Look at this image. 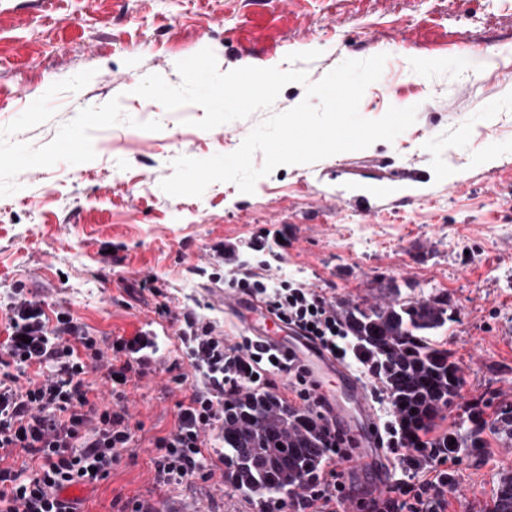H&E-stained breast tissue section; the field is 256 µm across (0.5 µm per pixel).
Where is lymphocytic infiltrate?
I'll return each instance as SVG.
<instances>
[{"label":"lymphocytic infiltrate","instance_id":"obj_1","mask_svg":"<svg viewBox=\"0 0 512 512\" xmlns=\"http://www.w3.org/2000/svg\"><path fill=\"white\" fill-rule=\"evenodd\" d=\"M234 253V247L214 245L211 280L262 298L288 328L336 353L339 362L359 367L375 403L390 405L388 389L362 357L334 298L301 279H271L266 261L225 266V258ZM145 285L160 300L157 314L174 327L177 349L193 380L190 393L176 403L172 429L153 442L157 483L215 479L217 464L205 450L210 431L224 421L228 396L262 394L281 385L300 410L321 417L303 365L286 355L267 356L253 337L224 335L196 309L170 307L163 300L164 289L153 280ZM6 314L10 333L0 342V455L19 450L33 466L27 473L0 466V512H83L80 499H66L62 493L108 479L129 451L136 426L126 407L127 387L156 371L161 352L146 351L139 332L100 338L66 314L49 317L43 302L26 297L20 288ZM92 373L108 386V398L92 395L86 382ZM323 428L331 464L301 488L295 512H334L337 502L355 495L341 472L353 462V453L334 424ZM439 438L432 427L417 436L418 446L428 451L432 477L413 476L394 492L369 498L367 512H446L450 458L438 448Z\"/></svg>","mask_w":512,"mask_h":512}]
</instances>
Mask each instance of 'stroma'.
I'll use <instances>...</instances> for the list:
<instances>
[{
	"label": "stroma",
	"mask_w": 512,
	"mask_h": 512,
	"mask_svg": "<svg viewBox=\"0 0 512 512\" xmlns=\"http://www.w3.org/2000/svg\"><path fill=\"white\" fill-rule=\"evenodd\" d=\"M211 48L220 71L303 69L321 80L347 59L387 61L360 113L394 101L417 109L394 141L310 165L281 166L253 194L211 184L172 197V161L235 151L269 112L303 101L291 83L271 111L195 128L204 111H166L134 95L149 74L176 85L178 61ZM25 154L34 170L17 168ZM494 163H486V156ZM415 169L406 201L360 213L369 179ZM261 250H252L254 242ZM241 246L272 274L323 288L337 302L450 299L439 336L462 369L446 424L465 408L495 417L512 404V0H0V303L23 288L47 314L68 313L90 333L129 336L157 321L151 278L172 305L200 306L224 332L232 315L207 270L216 243ZM118 249L121 264L101 254ZM189 392L159 371L128 391L142 425L134 457L79 494L87 512L115 496L158 512H277L285 494L258 498L230 484L156 486L151 441L168 432ZM512 445L493 440L457 458L448 512H489Z\"/></svg>",
	"instance_id": "1"
}]
</instances>
